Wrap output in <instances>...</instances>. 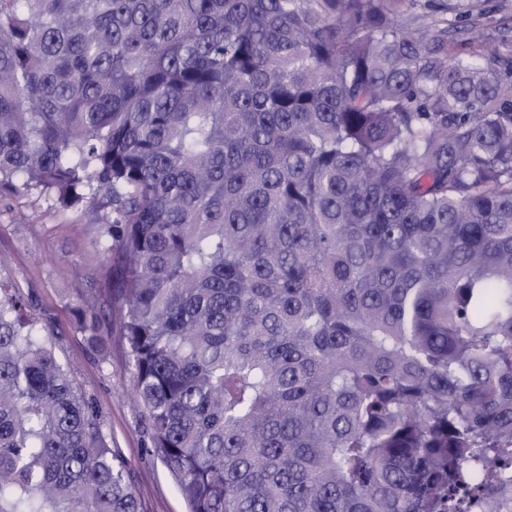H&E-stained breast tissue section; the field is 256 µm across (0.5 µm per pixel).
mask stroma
I'll list each match as a JSON object with an SVG mask.
<instances>
[{"label": "stroma", "mask_w": 512, "mask_h": 512, "mask_svg": "<svg viewBox=\"0 0 512 512\" xmlns=\"http://www.w3.org/2000/svg\"><path fill=\"white\" fill-rule=\"evenodd\" d=\"M92 199L61 208L53 199L18 195L0 205V279L28 299L59 361L93 399L113 450L128 465L141 512H186L168 470L146 452L144 419L131 402L133 369L117 328L120 311L106 297L109 270ZM99 315L106 338L95 352L75 319L77 308Z\"/></svg>", "instance_id": "stroma-1"}]
</instances>
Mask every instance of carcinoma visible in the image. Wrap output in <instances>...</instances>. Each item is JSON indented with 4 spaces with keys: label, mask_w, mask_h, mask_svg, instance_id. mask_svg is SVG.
Masks as SVG:
<instances>
[{
    "label": "carcinoma",
    "mask_w": 512,
    "mask_h": 512,
    "mask_svg": "<svg viewBox=\"0 0 512 512\" xmlns=\"http://www.w3.org/2000/svg\"><path fill=\"white\" fill-rule=\"evenodd\" d=\"M503 8L0 0V198L104 211L187 512H512ZM0 512H140L1 280Z\"/></svg>",
    "instance_id": "carcinoma-1"
}]
</instances>
